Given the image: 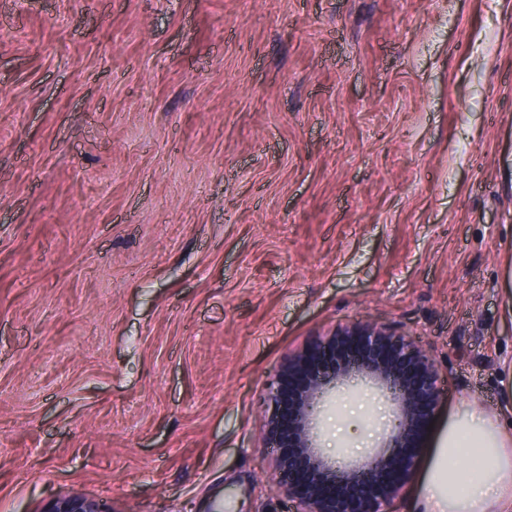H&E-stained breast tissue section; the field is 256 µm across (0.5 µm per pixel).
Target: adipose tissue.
<instances>
[{
	"mask_svg": "<svg viewBox=\"0 0 512 512\" xmlns=\"http://www.w3.org/2000/svg\"><path fill=\"white\" fill-rule=\"evenodd\" d=\"M417 512H512V421L477 410L449 420Z\"/></svg>",
	"mask_w": 512,
	"mask_h": 512,
	"instance_id": "adipose-tissue-1",
	"label": "adipose tissue"
}]
</instances>
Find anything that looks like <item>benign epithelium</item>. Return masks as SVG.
I'll return each mask as SVG.
<instances>
[{"mask_svg": "<svg viewBox=\"0 0 512 512\" xmlns=\"http://www.w3.org/2000/svg\"><path fill=\"white\" fill-rule=\"evenodd\" d=\"M360 372L369 374L377 393L399 407L389 434L396 452L389 462L376 458L312 484L308 472L323 473L332 466L315 451L311 416L326 387ZM286 374L296 382L293 392L285 394L280 384L270 393L275 415L265 435L276 451L270 480L298 499L302 512H388L414 460V449L406 447L402 437L424 427L441 397L433 360L411 339L376 325L358 324L297 355ZM46 512H98V508L74 496Z\"/></svg>", "mask_w": 512, "mask_h": 512, "instance_id": "obj_1", "label": "benign epithelium"}]
</instances>
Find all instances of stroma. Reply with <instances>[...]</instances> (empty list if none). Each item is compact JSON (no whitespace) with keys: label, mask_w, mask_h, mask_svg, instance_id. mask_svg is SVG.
<instances>
[{"label":"stroma","mask_w":512,"mask_h":512,"mask_svg":"<svg viewBox=\"0 0 512 512\" xmlns=\"http://www.w3.org/2000/svg\"><path fill=\"white\" fill-rule=\"evenodd\" d=\"M408 334L450 418L512 410V0H0V512H297L269 391ZM329 389L319 455L389 456Z\"/></svg>","instance_id":"1"}]
</instances>
